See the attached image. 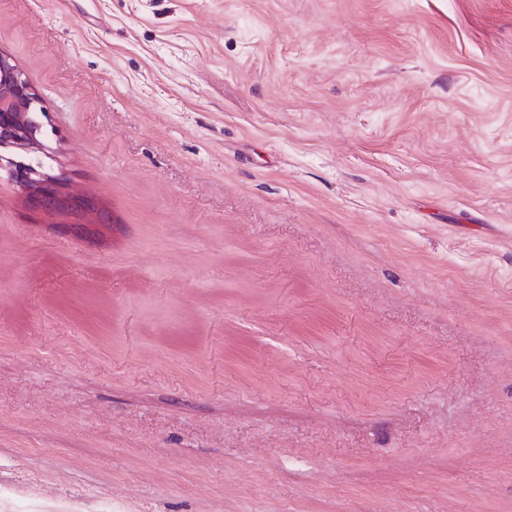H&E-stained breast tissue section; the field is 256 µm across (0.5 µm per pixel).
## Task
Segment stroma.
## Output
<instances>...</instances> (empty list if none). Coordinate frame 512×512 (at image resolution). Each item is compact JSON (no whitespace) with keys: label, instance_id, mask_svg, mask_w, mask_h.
I'll list each match as a JSON object with an SVG mask.
<instances>
[{"label":"stroma","instance_id":"obj_1","mask_svg":"<svg viewBox=\"0 0 512 512\" xmlns=\"http://www.w3.org/2000/svg\"><path fill=\"white\" fill-rule=\"evenodd\" d=\"M87 240L0 171V512H512V0H0Z\"/></svg>","mask_w":512,"mask_h":512}]
</instances>
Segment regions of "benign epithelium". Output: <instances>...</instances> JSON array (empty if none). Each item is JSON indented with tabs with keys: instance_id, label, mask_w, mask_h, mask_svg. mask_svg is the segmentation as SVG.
<instances>
[{
	"instance_id": "benign-epithelium-1",
	"label": "benign epithelium",
	"mask_w": 512,
	"mask_h": 512,
	"mask_svg": "<svg viewBox=\"0 0 512 512\" xmlns=\"http://www.w3.org/2000/svg\"><path fill=\"white\" fill-rule=\"evenodd\" d=\"M45 117L39 94L10 58L0 54V147L15 148L27 155L40 153ZM2 169L20 188L23 204L35 216L57 217L85 238H98L112 225L106 206L73 192L59 177L25 160L0 157Z\"/></svg>"
}]
</instances>
